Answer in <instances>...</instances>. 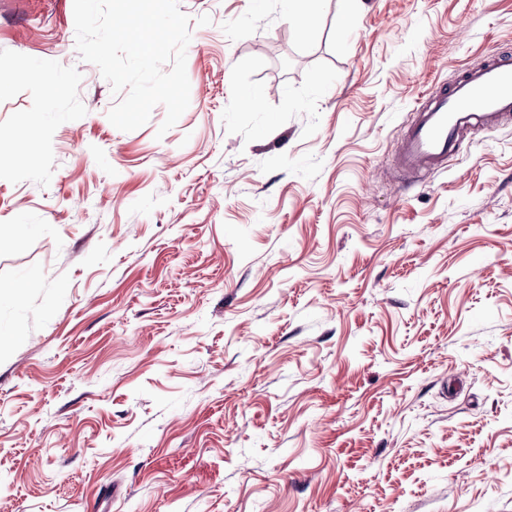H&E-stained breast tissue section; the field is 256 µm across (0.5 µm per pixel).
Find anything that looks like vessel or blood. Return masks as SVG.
<instances>
[{
    "mask_svg": "<svg viewBox=\"0 0 512 512\" xmlns=\"http://www.w3.org/2000/svg\"><path fill=\"white\" fill-rule=\"evenodd\" d=\"M511 118L512 60L491 53L427 91L401 140L396 165L419 178L447 169L467 134Z\"/></svg>",
    "mask_w": 512,
    "mask_h": 512,
    "instance_id": "vessel-or-blood-1",
    "label": "vessel or blood"
}]
</instances>
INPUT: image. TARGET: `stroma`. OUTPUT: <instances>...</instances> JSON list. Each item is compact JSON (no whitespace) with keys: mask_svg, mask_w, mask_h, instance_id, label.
<instances>
[{"mask_svg":"<svg viewBox=\"0 0 512 512\" xmlns=\"http://www.w3.org/2000/svg\"><path fill=\"white\" fill-rule=\"evenodd\" d=\"M178 4L162 134L0 0V512H512V120L394 162L512 0ZM286 15L300 31H305L310 21L319 12L321 0H282Z\"/></svg>","mask_w":512,"mask_h":512,"instance_id":"stroma-1","label":"stroma"}]
</instances>
